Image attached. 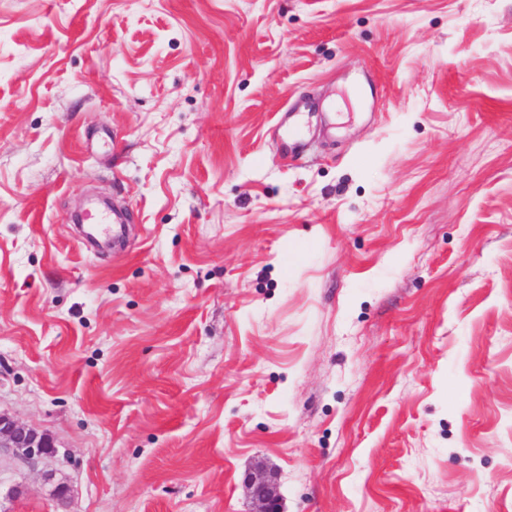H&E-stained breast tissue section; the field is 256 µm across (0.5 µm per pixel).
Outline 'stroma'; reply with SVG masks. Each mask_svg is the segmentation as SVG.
Instances as JSON below:
<instances>
[{
	"label": "stroma",
	"mask_w": 512,
	"mask_h": 512,
	"mask_svg": "<svg viewBox=\"0 0 512 512\" xmlns=\"http://www.w3.org/2000/svg\"><path fill=\"white\" fill-rule=\"evenodd\" d=\"M0 412V512H512V0H0ZM95 216L92 218V223L95 225V231L100 237H109L112 235V241L119 239L123 231V219L117 213L112 214V225L110 224V217L99 210L95 209ZM119 224V225H117ZM54 452L49 437L18 424L11 417L0 413V462L2 455L14 462L34 464L35 461ZM244 483L254 505L252 512H281L277 485L271 474L258 468L244 478Z\"/></svg>",
	"instance_id": "obj_1"
}]
</instances>
